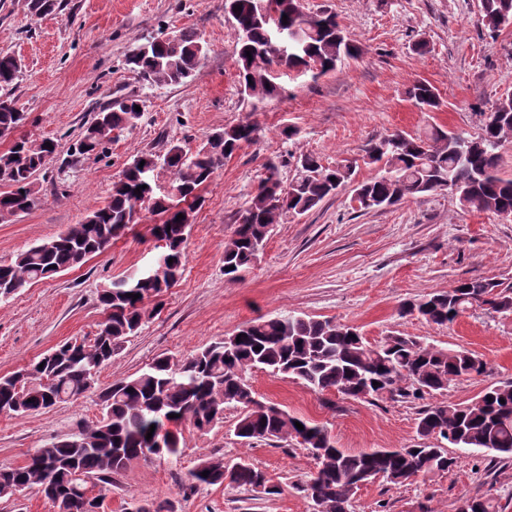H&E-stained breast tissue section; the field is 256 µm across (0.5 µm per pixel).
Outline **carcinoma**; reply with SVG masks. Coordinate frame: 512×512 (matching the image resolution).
I'll use <instances>...</instances> for the list:
<instances>
[{
    "label": "carcinoma",
    "mask_w": 512,
    "mask_h": 512,
    "mask_svg": "<svg viewBox=\"0 0 512 512\" xmlns=\"http://www.w3.org/2000/svg\"><path fill=\"white\" fill-rule=\"evenodd\" d=\"M272 0H224L238 32L237 58L243 99L283 96L286 88L272 75L276 69L311 74L318 79L353 58L358 47L336 17L296 12L297 0L278 3L287 25L304 30L303 39L284 54L276 48L263 23ZM241 10L234 11L235 6ZM58 0H27L32 14H49ZM479 21L491 32L512 24V0H480ZM202 36L192 28L157 37L143 53L134 48L125 57L127 68L142 80L180 85L202 65ZM251 56H246V52ZM21 72L14 55L0 53V129L20 128L27 113L11 92ZM423 109L439 108L436 89L418 82L408 90ZM140 100L125 97L108 103L101 123H90L69 149L68 163L78 165L105 154L112 134L134 128L142 113ZM257 122L247 119L211 135L191 151L172 145L163 153L141 152L113 183L108 200L85 219L48 242L0 262V298L84 264L103 252L146 209L160 217L152 236L164 243L162 273H133L98 291L105 312L90 342L68 341L29 367L0 377V409L13 414L38 412L78 398L92 389L99 367L112 359L121 344L136 335L154 310L146 303L161 297L181 278L185 267L192 215L201 206L200 188L243 146L256 141ZM512 142V97L492 105L475 134L432 126L423 135L395 131L365 150L363 163L381 165V173L356 183L354 200L363 210L396 205L426 193L449 191L467 211L512 215V176L502 172V150ZM46 140L22 136L0 155V213L26 212L38 202L33 175L45 168L52 149ZM350 164L325 166L313 155L296 161L295 175L283 184L279 164L264 166L256 191L239 211L231 236L224 242V277L236 281L264 252L272 227L303 215L351 180ZM163 179L169 190L154 189ZM143 187L141 194L134 190ZM184 219L176 220L177 215ZM137 294L133 299L129 294ZM479 306L501 317L512 316V282L469 279L446 291H435L400 307L403 316L446 326L468 309ZM264 370L285 375L313 391L337 392L351 399L384 397L421 399L443 394L450 384L486 371V364L464 349L424 343L410 336H388L371 344L355 328L331 320L285 314L255 319L231 335L198 349L185 359L159 357L141 373L112 383L99 395L101 415L78 432L33 448L23 464L0 468V499L36 486L57 501L58 512H97L98 500L112 494V476L125 473L137 460L180 452V426L186 422L207 432L224 423V410L244 402L254 407L239 413L234 435L246 442L294 438L310 450L316 471L301 486L304 496L322 512H352L361 486L381 479L402 486L417 476L446 472L454 464L447 445L495 453L491 466L512 460V381L486 387L470 403L447 401L427 405L420 413L417 434L440 441L434 447L379 449L357 454L336 447L323 425L299 419L275 403L256 399L247 374ZM379 386H374L373 382ZM303 429H298L295 422ZM152 438H147L150 426ZM208 476H202V472ZM239 487L274 495L279 486L248 460L228 464L204 460L190 469L184 486ZM467 512H503L491 498L465 499Z\"/></svg>",
    "instance_id": "cac0c4a2"
}]
</instances>
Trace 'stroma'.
Returning <instances> with one entry per match:
<instances>
[{"label":"stroma","instance_id":"1","mask_svg":"<svg viewBox=\"0 0 512 512\" xmlns=\"http://www.w3.org/2000/svg\"><path fill=\"white\" fill-rule=\"evenodd\" d=\"M305 12L335 15L360 48L320 79L282 76V98L243 104L237 76V31L224 0H65L55 13L31 16L25 0H0V53L22 62L12 94L28 112L25 134L51 139L57 159L34 177L39 202L0 222V261L82 222L103 204L112 184L140 152L173 144L198 147L213 132L253 118L260 138L244 146L201 190L188 237L185 270L164 294L153 318L128 337L96 375L93 391L75 401L26 415L0 413V467L24 462L38 444L66 437L100 414L98 393L133 377L153 359H184L261 315L295 314L357 328L372 343L415 336L465 349L486 364L484 375L452 383L446 398L475 399L492 383L512 381V317L473 307L449 326L403 317L399 306L459 281L512 280V216L463 211L442 191L370 212L358 210L353 184L374 175L362 161L367 144L430 126L476 132L483 114L512 95V24L499 32L479 22V0H303ZM184 28L208 46L203 64L185 84L146 83L127 69L126 54L147 39ZM428 49L415 51L417 42ZM430 83L440 107L422 111L408 88ZM135 95L143 116L113 136L107 157L67 165L68 149L107 100ZM296 136L284 138L283 127ZM303 154L323 164L353 163L351 182L315 210L275 225L259 260L242 279L224 277V243L234 219L254 192L264 163L279 158L290 181ZM144 214L101 254L83 265L20 288L0 301V376L26 368L70 340L92 339L105 314L97 291L149 267L156 255ZM257 399L296 417L327 426L338 448L360 453L405 448L419 441L423 401L353 400L320 394L288 377L250 374ZM236 409L209 433L183 426L180 452L135 462L114 476L111 512L127 504L168 501L173 512H314L298 489L315 472V460L295 439L245 445L233 433ZM449 472L414 478L403 486L375 481L358 490L353 512H457L463 499L485 496L512 512V461L489 467L479 449H451ZM246 457L281 488L268 496L230 485L186 489L187 471L209 458L233 463Z\"/></svg>","mask_w":512,"mask_h":512}]
</instances>
